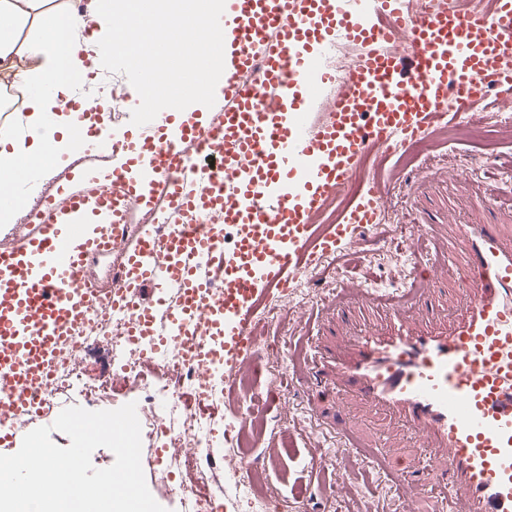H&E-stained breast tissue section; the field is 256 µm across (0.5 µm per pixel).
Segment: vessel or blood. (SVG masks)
<instances>
[{
  "mask_svg": "<svg viewBox=\"0 0 512 512\" xmlns=\"http://www.w3.org/2000/svg\"><path fill=\"white\" fill-rule=\"evenodd\" d=\"M404 0H229L191 31L201 46L224 44L219 81L205 90L220 125L170 122L167 90L152 56L129 61V99L150 113L136 133L138 160H121L48 200L44 218L0 251V454L15 453L31 422L50 409L43 384L90 316L87 259L111 244L130 201L161 187L180 216L165 240L145 230L127 245L116 294L130 336L148 358L178 348L207 382L254 368L257 313L337 251L358 257L403 184L369 164L468 117L476 131L498 118L512 132V0H453L448 10L407 13ZM343 40L362 46L333 103L324 58ZM324 108L321 119L310 113ZM198 143L201 157H185ZM362 188L339 223L326 214L354 183ZM224 216L222 225L209 217ZM464 259L449 268L431 227L410 226L401 244L414 257L401 288L378 293L356 281L336 291L385 304L395 323L331 335L300 372L330 380L336 446L358 452L349 405L360 402L405 422L425 452L424 475L396 483L398 512H419L424 482L442 486L447 512H512V233L499 225L453 227ZM465 300L448 319L427 300L449 277Z\"/></svg>",
  "mask_w": 512,
  "mask_h": 512,
  "instance_id": "vessel-or-blood-1",
  "label": "vessel or blood"
}]
</instances>
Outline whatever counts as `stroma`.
Returning a JSON list of instances; mask_svg holds the SVG:
<instances>
[{
	"instance_id": "35a3bbf8",
	"label": "stroma",
	"mask_w": 512,
	"mask_h": 512,
	"mask_svg": "<svg viewBox=\"0 0 512 512\" xmlns=\"http://www.w3.org/2000/svg\"><path fill=\"white\" fill-rule=\"evenodd\" d=\"M425 154L434 156L438 165L458 169V177L428 176L420 164ZM508 155L512 156V139L499 138L491 129L481 138L450 144L419 141L403 168L408 183L403 216L419 224H472L482 221L491 210L499 223L512 226V176L484 164L486 157ZM398 235L395 223L384 222L365 243L362 264L327 260L288 292L274 293L259 310L253 380L242 406L263 422L252 440V454L264 458L277 452L282 470L264 482L258 499L248 492L242 474L219 470L212 483L218 512H394L393 483L364 473L362 458L340 454L333 422L321 423L313 417V407H327L330 401L316 380L304 386L295 382L298 364L290 359V347L300 341L315 347L330 322L358 331L390 322L391 312L384 306H368L354 299L338 305L334 299L339 285L348 280L372 279L385 293L397 288L395 274L410 260L409 254L393 243ZM287 428L298 434L295 446L281 444L280 434ZM356 435L364 447L375 452L384 469L398 474L417 461L416 442L408 428L401 423L390 425L385 414L358 413ZM313 444L322 447L323 455L305 473L301 467ZM338 479L350 482L351 498L325 492V483Z\"/></svg>"
}]
</instances>
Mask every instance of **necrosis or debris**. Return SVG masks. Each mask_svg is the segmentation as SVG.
<instances>
[{
    "label": "necrosis or debris",
    "instance_id": "obj_1",
    "mask_svg": "<svg viewBox=\"0 0 512 512\" xmlns=\"http://www.w3.org/2000/svg\"><path fill=\"white\" fill-rule=\"evenodd\" d=\"M84 94L103 103L102 115L115 129L123 127L124 87L109 76L91 78L81 83ZM49 191L30 198L16 211L9 223L0 222V248L12 246L36 224ZM112 273L101 275L87 271L86 285L95 302L88 322L58 361L49 378L45 398L48 404H59L62 397L78 393L86 404L94 406L111 396L113 389L125 382L151 383L165 402L164 413H156L152 404L139 409L141 432L147 438L165 435L170 468L183 472L185 480L167 484L170 496L178 499L183 512H213L210 488L215 461L205 443L203 426L207 415L196 412L189 400L196 388V376L185 365L179 349H170L163 357L146 360L128 336V316L114 306L112 292L116 286L114 271L126 262L122 247L112 248ZM106 357L111 370L96 379L85 375V362L91 354Z\"/></svg>",
    "mask_w": 512,
    "mask_h": 512
}]
</instances>
